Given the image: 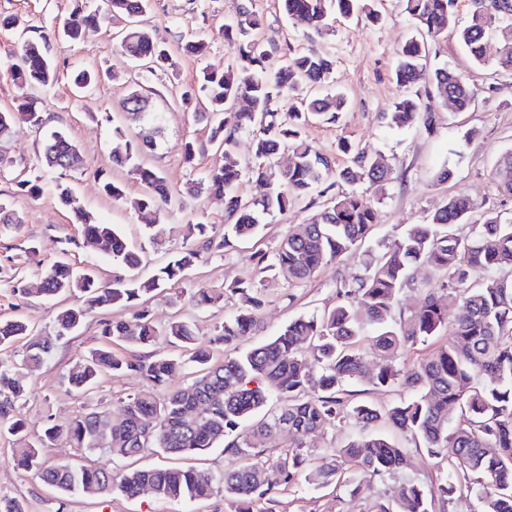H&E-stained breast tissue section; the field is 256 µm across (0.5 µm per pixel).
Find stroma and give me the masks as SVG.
<instances>
[{
	"label": "stroma",
	"instance_id": "stroma-1",
	"mask_svg": "<svg viewBox=\"0 0 512 512\" xmlns=\"http://www.w3.org/2000/svg\"><path fill=\"white\" fill-rule=\"evenodd\" d=\"M74 5L75 0H0V15H10L19 21L15 28L0 27V110L12 108L23 93L9 68V57L21 43L22 28L38 27L40 34L52 39L55 25ZM246 5L264 15L266 24L260 38L266 45L287 47L295 54L308 51L327 54L336 62V85L348 97L350 110L341 126L310 125L307 136L312 144L322 153L334 156L340 164L344 158L338 155L336 145L340 137L349 136L371 152L382 155L393 169L394 180L376 207V221L365 242L366 249H379L406 225L427 222L436 209L458 193L468 195L479 209L489 208L499 212L504 220L512 219V197L501 195L490 176L498 157L512 148V75L475 66L455 39L430 42L428 68L445 66L461 75L476 89V103L471 110L459 113L439 107L437 125L430 133L416 127H389L386 115L400 94L392 79L397 51L414 31L401 0H379L382 13L379 23L361 17L343 19L337 21L333 35L316 40L307 38L301 27L283 16L278 0H151L145 22L158 40L174 47L203 35L208 42L202 58H179L177 76L162 75L146 82L158 121L135 123L127 120L122 110V101L136 79V72L115 46L112 40L115 25L108 20L87 29L75 46L68 47L52 39L50 49L61 76L51 87L38 92L42 102L41 126L18 124L14 134L0 142V155L14 162L13 168L0 173V199L8 201L24 218L20 232L0 230V318H18L34 332H51L65 301L40 296L39 273L58 260L59 241L74 240L75 246L69 253L72 263L81 266L93 260L102 277L112 275L109 261L94 260L90 250L81 246V229L72 223L70 213L59 206L52 177H45L42 193L36 198L20 193L13 181L16 170L36 166L41 141L50 131H65L84 158L86 171L72 179L79 205L99 222L116 225L128 247L143 253L144 261L136 270L137 276H150L170 252L181 247L177 225L203 221L223 229V198L203 193L187 200L184 208L173 209L164 221L157 223L159 242L151 244L143 220L127 205L103 194L93 173L98 169L104 171L123 185L127 196L134 197L143 191L127 170L112 164V129L116 126L155 139L156 149L143 155L142 161L162 170L173 186H182L188 179L200 177L220 164V154L206 144V132L180 103L178 86L191 82L203 66L220 70L234 57L235 49L225 42L220 27L236 20ZM75 68L103 74L101 81L81 99L75 97L66 78ZM187 140L204 146L191 169L184 164L181 153ZM442 167L452 170L453 175L447 182L439 183L433 174ZM322 203L318 197L311 203L300 202L286 213L267 216L257 237L237 241L234 248L190 269L184 280L172 287L182 297L178 306L155 298L143 307L149 310L157 327H165L178 317L195 324L201 336L217 334L225 318L243 304L240 296L227 293V286L254 279L257 274L254 253L271 250L289 225L306 223L315 207ZM362 271V255L356 252L325 265L298 287L282 282L269 288L259 314L260 325L239 343V350L275 336L299 316L333 308L340 282ZM20 278L27 288L22 297L13 291ZM218 290L225 293L223 305L207 309L194 305L193 296ZM143 307L133 304L90 313L78 330L57 341L39 368L23 371L26 395L17 411L28 435H41L52 425L66 427L82 413L107 412L116 418L121 416L123 401L145 387L140 376L106 373L85 392L71 389L65 376L79 358L105 345L102 334L105 322L133 319ZM378 431L403 448L406 455L403 468L384 476L364 470L351 471L352 481L361 487L356 496L338 484L317 486L299 480L278 486L273 495L275 512H373L378 502L390 501L401 484L411 482L430 490L450 473L447 462L429 457L397 428L383 423ZM13 447L11 436H0V496L17 500L24 512L231 510L220 492L206 500L178 503L159 499L148 491L132 498L116 494L64 495L42 482L35 473L15 468L10 462ZM237 464L235 456L218 446L192 456H171L147 448L126 461L125 466L129 469L195 468L219 474Z\"/></svg>",
	"mask_w": 512,
	"mask_h": 512
}]
</instances>
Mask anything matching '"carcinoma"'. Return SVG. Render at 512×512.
Here are the masks:
<instances>
[{
  "instance_id": "obj_1",
  "label": "carcinoma",
  "mask_w": 512,
  "mask_h": 512,
  "mask_svg": "<svg viewBox=\"0 0 512 512\" xmlns=\"http://www.w3.org/2000/svg\"><path fill=\"white\" fill-rule=\"evenodd\" d=\"M402 3L418 35L398 50L394 70L398 87L411 86L425 68L428 46L423 34L433 41L451 36L465 47L475 65L512 75V0H488L463 24L457 20L456 0ZM280 4L283 15L302 24L312 38L333 34L337 19L358 12L372 22L379 20L374 0H280ZM107 6L112 20L121 25L122 51L142 68L141 79L174 69L171 50L156 41L144 24L149 0H107ZM99 20V10L76 5L64 21L62 40L79 41ZM263 24V15L247 10L236 22L222 25L224 40L235 47L237 56L222 71L201 68L193 82L181 88V102L222 156V163L201 179L188 180L182 190L172 189L160 171L140 162L152 149L153 140L147 136L129 139L122 128L113 129V136L124 144L112 148V165L128 170L144 186L132 208L145 223L159 222L170 207L204 191L224 197V234L217 236L213 225L204 222L179 225L181 250L152 277L131 275L143 256L127 247L116 225L99 223L76 205L66 178L84 165L77 144L61 130L43 142L37 162L43 171L55 175L59 204L82 227L85 242L112 263L110 280L98 277L95 263L77 267L64 257L41 271L39 293L48 298L78 293L82 298L81 304L58 312L55 335L79 327L95 310L144 297L160 296L175 306L179 296L165 293L168 284L212 255L232 248L234 242L255 236L261 215L286 212L314 195L330 199L307 223L290 228L271 251L256 255L259 277L227 287L230 293L244 296L245 304L224 320L217 337L207 341L192 325L175 320L164 333L170 343L182 348L183 356L128 358L101 348L72 366L67 382L77 391L88 390L107 372H134L146 382L145 389L123 402L122 417L112 421V436L105 445L96 442L98 412L78 416L64 431L53 425L33 439L24 434L16 404L25 389L17 377V364L1 358L0 435L15 438L13 463L37 473L63 494L132 497L141 487L150 486L157 497L181 502L207 499L220 488L234 512H273L271 508L258 510L256 504L270 499L282 483L303 477L318 485L330 484L350 469L381 476L401 468L403 449L371 430L385 422L408 434L428 455L448 459L452 472L430 493L415 483L404 484L392 503L379 505V512H433L435 502L448 503L472 490L481 503L480 512H512V221L504 222L492 211L471 220L475 204L468 195H455L429 222L408 225L381 252L366 254L365 272L341 285L343 301L331 310L293 319L265 342L238 356L214 361V344L229 348L251 333L268 288L281 280L290 286L304 283L320 267L340 261L366 240L375 221V207L354 185L367 182L382 196L393 180V171L382 158L349 137L337 143L346 158L341 167L308 141L306 130L311 122L337 124L348 109L343 94L328 91L334 82L335 62L327 55H290L286 50L279 62H272L273 50L258 36ZM491 34L499 43L493 57L486 53ZM11 68L25 89L47 87L58 78V65L44 36L25 39ZM97 78V73L87 69L69 75L77 95ZM429 84L424 98L404 94L395 100L387 113L390 125L418 124L430 132L437 106L449 104L463 112L475 103L473 88L451 69H435ZM291 95L300 98V105L285 110L282 102ZM122 109L134 121L153 113L150 97L141 88L126 95ZM20 121L42 123L38 98L25 95L16 109L0 111V140L8 138ZM241 132L251 134L253 142L252 161L246 167L236 154ZM285 149L291 158L288 165L279 167L275 159ZM247 175L267 187L261 199L250 201L238 195L237 186ZM96 176L106 196L124 200L121 184L99 170ZM492 179L501 194L512 196V150L497 159ZM38 180L37 176L28 178L23 169L14 177L18 190L31 197L41 191ZM338 184L351 189L330 194ZM459 225L467 227V232H456ZM420 265L434 272V285L426 289L416 311L388 323L397 294L415 284L412 270ZM444 291L459 298L456 309L445 305ZM357 301L364 305V322L375 328L371 341L381 362L373 370L356 351L364 323L359 320ZM103 335L146 348L159 329L143 309L130 321L105 324ZM21 336L31 337L23 364L40 365L51 347V337L31 334L22 320L0 319V347ZM437 336L448 340L430 356L405 371L395 367L393 359L399 352ZM305 344L313 349L312 363L300 353ZM188 370L194 374L192 381L176 384V378ZM352 383L377 388L398 385L411 397L385 409L363 402L352 404L344 397L346 386ZM161 388L166 394L160 399L156 391ZM200 405L204 406L203 417L189 422L188 415ZM453 410L459 411L455 423L450 417ZM349 420L360 427L361 434L327 449L312 462L306 450L307 436ZM277 431L288 432L293 443L266 459V440ZM63 432L78 447L91 453L103 451L114 461L132 458L148 445L168 455L185 456L222 443L242 463L219 477L182 468L120 472L69 463L45 465V448Z\"/></svg>"
}]
</instances>
